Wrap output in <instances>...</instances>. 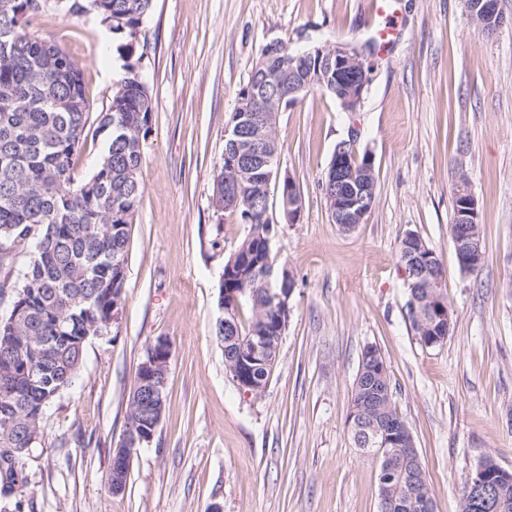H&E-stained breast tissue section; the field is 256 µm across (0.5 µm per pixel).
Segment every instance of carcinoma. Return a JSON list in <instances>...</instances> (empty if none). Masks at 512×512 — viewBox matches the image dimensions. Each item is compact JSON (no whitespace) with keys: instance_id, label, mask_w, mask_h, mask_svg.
Listing matches in <instances>:
<instances>
[{"instance_id":"1","label":"carcinoma","mask_w":512,"mask_h":512,"mask_svg":"<svg viewBox=\"0 0 512 512\" xmlns=\"http://www.w3.org/2000/svg\"><path fill=\"white\" fill-rule=\"evenodd\" d=\"M153 0H0V497L24 495L26 438L44 434L48 408L79 371L85 343L103 336L113 313L122 311L129 227L143 198L144 144L153 112L141 74L146 51L136 36L152 11ZM53 9L71 16L94 13L101 25L128 42L119 46L126 76L112 96L99 128L108 141L89 177L79 175L74 156L80 149L90 111L82 69L34 27ZM285 56L266 46L253 69ZM234 178L222 160L214 180L212 206L224 213V182ZM238 212L251 232L224 263L225 310L250 306L247 324L217 325L216 336L248 342L266 331L275 336L281 317L265 293L263 270L273 267L270 238L274 227L264 204L247 201ZM430 247L420 236L405 235L399 262ZM255 271L239 277L237 264ZM353 406L371 403L375 412L405 421L392 407L390 375L379 377L370 364L357 373ZM158 427L127 409L125 435L134 423ZM389 499L380 512H425L430 494L427 474L416 456L400 470L379 473Z\"/></svg>"}]
</instances>
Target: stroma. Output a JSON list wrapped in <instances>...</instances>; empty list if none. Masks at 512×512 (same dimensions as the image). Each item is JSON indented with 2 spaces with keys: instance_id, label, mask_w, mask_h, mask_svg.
<instances>
[{
  "instance_id": "stroma-1",
  "label": "stroma",
  "mask_w": 512,
  "mask_h": 512,
  "mask_svg": "<svg viewBox=\"0 0 512 512\" xmlns=\"http://www.w3.org/2000/svg\"><path fill=\"white\" fill-rule=\"evenodd\" d=\"M499 8L510 24L488 37L465 0H391L398 36L381 50L366 0H155L137 35L151 48L154 112L125 305L47 411L25 459L24 512H379L378 465L348 427L369 346L386 362L438 512H461V483L483 461L512 471V0ZM38 26L83 71L92 118L74 166L91 175L106 142L96 117L125 75L122 39L91 15L50 12ZM274 40L348 43L372 70L356 111L315 89L279 114V169L299 184L302 215L285 223L271 191V252L294 289L278 362L254 396L226 373L215 333L224 261L250 227L216 217L211 195L236 92ZM352 133L373 157L376 202L346 233L322 182ZM461 170L479 212L474 274L460 271L450 238ZM409 233L446 270L453 321L435 347L409 319L398 259ZM160 337L171 344L165 413L115 494L107 478L128 397Z\"/></svg>"
}]
</instances>
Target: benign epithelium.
<instances>
[{"label": "benign epithelium", "instance_id": "benign-epithelium-1", "mask_svg": "<svg viewBox=\"0 0 512 512\" xmlns=\"http://www.w3.org/2000/svg\"><path fill=\"white\" fill-rule=\"evenodd\" d=\"M469 11L483 33L492 35L502 29L506 20L499 9V0H468ZM316 62L317 69L327 73L345 70L358 71L360 75L344 83L336 79L332 95L347 112H353L360 104L368 84V71L358 51L347 45L338 43L332 47H316L303 51L288 53V65H280L264 71L263 78L249 86L244 107L234 113L238 124L228 122L224 129V139L230 141L234 153L230 163L243 176H257L251 182L255 189L254 199L269 203L270 184L278 175V152L270 151L267 143L272 131L277 128L278 116L283 104L268 106L266 98L269 88L277 83L288 81V103L299 100L305 90V83L298 80V72L304 65ZM334 169L330 178L332 193L326 196L327 209L335 224L345 225V230H352V225L364 222L375 200L376 184L374 181V162L372 155H366L365 161L359 164L358 178L351 181L347 177V167L350 157L338 150L334 155ZM465 174L459 175V185L455 193L454 223L460 228L453 233L452 241L456 259L459 264L468 269L475 260L482 257L480 236L476 231L478 224L477 204L474 196L464 185ZM297 187L294 179L284 175L280 188L281 211L288 214V223L295 224L301 216L299 198L293 193ZM242 184L236 179L224 182V208L228 212L236 211L242 204ZM440 263L437 253L432 252L422 258L413 260L415 273L411 288L417 294L425 293L422 301L419 319L422 327L429 331L430 342H440V337L448 336L452 323V313L442 291L443 279L437 275L434 266ZM170 356H159L152 350L140 363L138 377L137 403L139 411L155 414L164 400L166 387V362ZM243 363L239 355L231 356L227 363L228 369L235 376L238 388L247 394H256L262 390L254 382L239 375L237 366ZM349 427L355 445L361 449L375 448L376 462L383 469L390 470L397 463V458L389 453H382L384 448L396 447L401 449V456L417 455V449L410 432L390 431L381 419L370 418L358 411L349 420ZM133 449L127 441L120 442L112 455V490L115 493L125 488ZM503 470L484 471L480 467L468 475L467 494L475 497L484 486L490 483Z\"/></svg>", "mask_w": 512, "mask_h": 512}]
</instances>
